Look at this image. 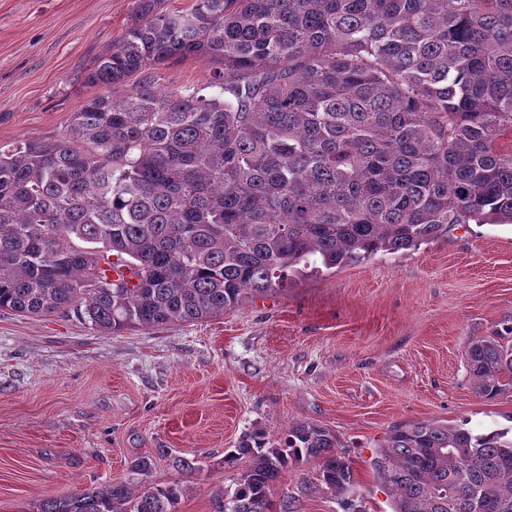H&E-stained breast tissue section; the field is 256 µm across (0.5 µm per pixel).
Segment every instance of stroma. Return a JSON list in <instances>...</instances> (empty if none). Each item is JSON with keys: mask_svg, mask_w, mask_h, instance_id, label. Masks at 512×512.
<instances>
[{"mask_svg": "<svg viewBox=\"0 0 512 512\" xmlns=\"http://www.w3.org/2000/svg\"><path fill=\"white\" fill-rule=\"evenodd\" d=\"M132 0H0V145L64 132L96 95L84 76L131 19ZM208 60L152 70L162 90L205 86ZM512 344V226L469 224L394 254L289 280L198 322L115 334L72 315L0 311V512L115 481L179 483L178 512H213L240 467L225 449L276 439L296 421L324 425L349 457L363 512H391L374 451L417 420L476 433L512 427V393L474 390L469 344ZM196 460L180 476L158 449ZM150 456L149 475L130 468ZM312 466L289 467L275 499L299 512H343L306 495Z\"/></svg>", "mask_w": 512, "mask_h": 512, "instance_id": "obj_1", "label": "stroma"}]
</instances>
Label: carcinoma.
I'll return each mask as SVG.
<instances>
[{"label":"carcinoma","instance_id":"cac0c4a2","mask_svg":"<svg viewBox=\"0 0 512 512\" xmlns=\"http://www.w3.org/2000/svg\"><path fill=\"white\" fill-rule=\"evenodd\" d=\"M132 2L85 75L102 91L66 133L0 147V311L73 313L104 333L197 322L280 290L302 263L512 225V0ZM190 56L215 64L203 88L116 90ZM466 360L479 396L512 390L511 345L479 339ZM224 463L242 472L214 512H272L299 463L315 466L307 493L351 504V462L314 422L252 432ZM373 468L393 512H512V430L397 426ZM181 494L117 481L31 512H177Z\"/></svg>","mask_w":512,"mask_h":512}]
</instances>
